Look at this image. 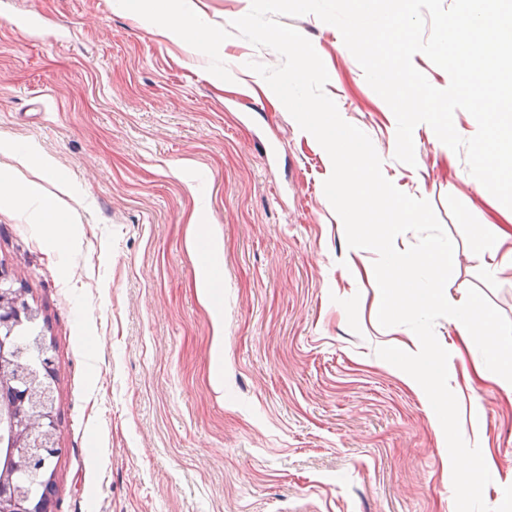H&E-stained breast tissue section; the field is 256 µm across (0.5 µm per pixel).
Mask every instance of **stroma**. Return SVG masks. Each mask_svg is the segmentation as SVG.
I'll return each mask as SVG.
<instances>
[{"label":"stroma","instance_id":"1","mask_svg":"<svg viewBox=\"0 0 512 512\" xmlns=\"http://www.w3.org/2000/svg\"><path fill=\"white\" fill-rule=\"evenodd\" d=\"M282 22L384 176L431 204L454 243L445 291L489 328L461 343L447 303L389 308L363 273L375 251L346 265L327 152L246 67L278 66L275 51L230 37L225 82L117 0H0V175L16 195L0 200V269L55 357L52 510L512 512V401L474 372L488 336L512 339V267L490 278L477 260L512 210L427 124L415 165L396 160L395 116L340 31ZM419 339L452 357L459 420L436 425L388 362ZM483 455L494 472L449 476Z\"/></svg>","mask_w":512,"mask_h":512}]
</instances>
